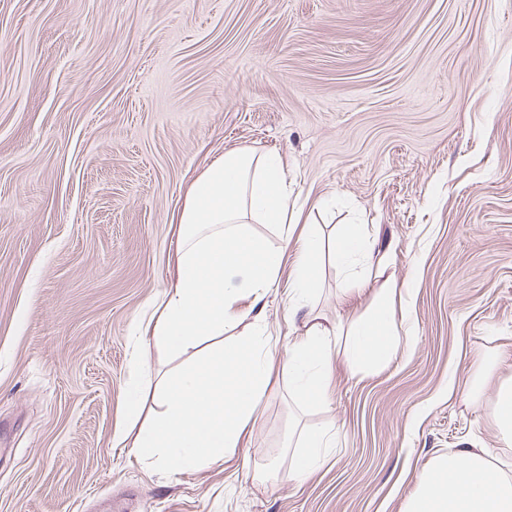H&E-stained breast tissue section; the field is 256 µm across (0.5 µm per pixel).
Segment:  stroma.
<instances>
[{
  "label": "stroma",
  "mask_w": 512,
  "mask_h": 512,
  "mask_svg": "<svg viewBox=\"0 0 512 512\" xmlns=\"http://www.w3.org/2000/svg\"><path fill=\"white\" fill-rule=\"evenodd\" d=\"M278 155L306 221L366 225L409 280L413 336L336 366L325 403L275 376L236 458L172 472L113 447L135 323L214 158ZM289 246L263 299L293 326ZM512 378V0H0V512H404L434 459L501 447L449 380ZM336 447L306 479L295 432Z\"/></svg>",
  "instance_id": "stroma-1"
}]
</instances>
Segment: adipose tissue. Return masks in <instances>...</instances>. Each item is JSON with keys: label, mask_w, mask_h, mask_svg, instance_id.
Wrapping results in <instances>:
<instances>
[{"label": "adipose tissue", "mask_w": 512, "mask_h": 512, "mask_svg": "<svg viewBox=\"0 0 512 512\" xmlns=\"http://www.w3.org/2000/svg\"><path fill=\"white\" fill-rule=\"evenodd\" d=\"M290 199L277 156L246 149L220 154L192 186L178 221L171 286L139 328L140 335L183 363L156 381L160 409L150 420L141 418L142 378L129 383L130 425L116 428V446L130 447L138 459L174 472L231 460L252 434L273 369L287 375L300 403L313 405L325 398L335 363L354 371L381 367L396 355L401 336L411 335L408 321H397L394 308L407 287L391 276L373 291L362 313L331 323L308 311L329 239L315 229L295 236ZM258 224L274 226L281 247L256 233ZM294 239L301 260L289 300L305 315L301 336L289 340L280 359L261 319L250 313L277 286L283 245ZM329 241L337 266L344 269L372 263L378 254L375 240L359 224ZM243 323L248 330L236 345H214V338ZM331 440L326 428L301 434L293 476L303 479L318 469ZM491 455L488 448L462 447L438 456L406 512H512V475L491 466Z\"/></svg>", "instance_id": "ef3b65f1"}]
</instances>
